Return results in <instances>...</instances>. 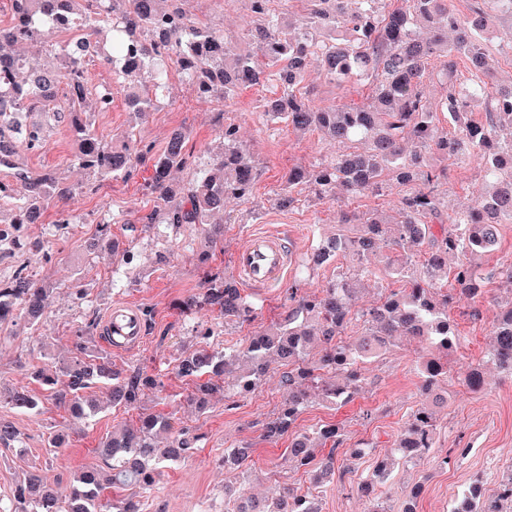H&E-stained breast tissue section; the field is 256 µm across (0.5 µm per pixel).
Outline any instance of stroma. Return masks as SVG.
<instances>
[{"label":"stroma","instance_id":"obj_1","mask_svg":"<svg viewBox=\"0 0 512 512\" xmlns=\"http://www.w3.org/2000/svg\"><path fill=\"white\" fill-rule=\"evenodd\" d=\"M180 3L189 18L211 21L223 29L232 45L248 48L249 32L256 24L249 0ZM86 71L92 86L112 88L111 111L93 116L99 137L112 142L130 133L157 154L172 130H184L193 164L175 173L174 178L185 182L221 151V132L225 124L233 123L250 147L257 177L247 200L229 201L210 223L176 227L145 224L141 218L151 207L144 194V183L152 173L150 166L138 168L126 180L79 168L70 161L73 133L63 123L51 129L39 149L22 152L30 170L53 173L61 186H77L81 192L65 206L69 223H59L60 212L49 208L43 223L23 225L17 247H0V280L22 269L54 287L48 314L38 326L32 328L22 321L0 323V385L40 395L31 372L71 356L76 330L89 322L94 325L89 348L107 349L105 316L112 305L126 304L138 314L141 340L126 350L113 351L112 363L124 376L143 369L154 375L161 387L140 407H109L79 423L51 400L45 401L37 414L0 407V418L11 421L20 433L18 443L0 445V512H9L15 485L31 468H49L63 495L76 473L106 468V460L98 453L101 442L114 428L135 423L142 413L166 414L174 428L197 435L198 442L191 456L161 467L153 489L136 498L139 512H224V451L243 441L254 445L251 476L242 484L245 494L273 496L286 483L308 487L306 474L288 472L282 466L289 437L275 442L262 437L263 422L281 400L276 381L244 396L215 395L209 410L199 414L186 402L190 382L175 371L185 352L203 346L220 350L228 342L246 343L250 336L277 321L288 309V280L272 288L249 289L255 308L250 321L227 322L205 307L186 315L180 313L177 304L186 295L200 291L207 272L233 275L234 254L252 232L279 229L295 263L310 253L318 234L335 231L338 209L391 213L398 205L397 189L345 197L335 204L319 201L303 185L295 190V206L279 210L275 201L288 170L309 169L330 160L336 148L318 134L303 135L286 124L263 120L261 105L276 92V83L241 90L226 101L199 99L173 66L160 107L138 119L127 106L123 88L115 84L111 70L98 55L87 56ZM302 89L321 107L336 103L363 107L372 95L365 82L336 86L315 63L309 65ZM482 179L483 168L475 158L463 165H449L448 176L438 190L445 205L453 208L475 199ZM106 221L112 224V237L118 241L120 253L89 248L99 224ZM500 233V251L477 261L486 276L483 295L461 300L453 310L466 342L448 355V380L442 386L448 401L438 411L432 457L415 466L396 467L377 487L391 512H402L411 500L416 503V512H448L454 496L473 481H481L485 493H493L501 472L512 465V378L490 370L482 391L472 392L465 384L471 363L488 349L490 325L498 310L495 300L501 295L494 273L500 263L512 260V224L502 225ZM206 250L212 259L204 269L196 257ZM209 326L216 329V336H198V328ZM432 354L427 344L398 341L383 360L363 366V388L351 403L339 409L313 403L299 417L295 431L342 425L344 442L336 451L340 459L347 448L358 444L373 443L379 450H387L420 402L416 366ZM55 434L64 436L65 450L51 459L46 454L47 440ZM372 465V457H364L355 462L352 472L337 474L333 483L321 488V512H368L367 503L351 486L370 476Z\"/></svg>","mask_w":512,"mask_h":512}]
</instances>
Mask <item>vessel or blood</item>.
<instances>
[{"label":"vessel or blood","instance_id":"1","mask_svg":"<svg viewBox=\"0 0 512 512\" xmlns=\"http://www.w3.org/2000/svg\"><path fill=\"white\" fill-rule=\"evenodd\" d=\"M234 265L247 283L271 285L281 281L288 265L282 235L273 230L250 234L236 251ZM105 327L107 333L127 342L136 340L139 335V320L132 309L125 306L113 307Z\"/></svg>","mask_w":512,"mask_h":512}]
</instances>
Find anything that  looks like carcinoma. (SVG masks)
Instances as JSON below:
<instances>
[{"instance_id":"1","label":"carcinoma","mask_w":512,"mask_h":512,"mask_svg":"<svg viewBox=\"0 0 512 512\" xmlns=\"http://www.w3.org/2000/svg\"><path fill=\"white\" fill-rule=\"evenodd\" d=\"M257 25L252 33L259 54H241L224 39V31L185 16L178 0H11V18L0 24V207L11 205L7 223L14 229L39 224L54 199L71 194L48 172L32 174L21 162V149L41 146L51 122L73 128L76 148L72 162L106 177H128L145 162L151 147L131 135L119 144L103 142L92 130L90 116L112 105L109 89L93 88L86 76L85 58L103 56L113 75L128 89L130 107L147 114L160 105L169 64L174 63L189 87L204 85L212 96L228 98L235 92L264 84L273 75L280 92L266 100L263 112L271 122H283L298 131H312L343 147L336 156L307 171L292 168L276 206L286 211L298 198L295 188L314 186L317 198L331 200L337 191L351 196L399 189L394 216L376 213L339 214L337 223L354 224L356 233L336 232L319 237L297 274H311L339 255L369 260L386 243L402 252L424 248L420 273H408L407 262H387L392 275L404 286L384 292L379 300L357 312L358 288L368 270L359 266L351 276H339L317 293H307L294 280L287 289L288 311L248 344H224L221 351L197 348L184 355L176 374L191 382L187 403L198 412L208 409L214 394L233 389L251 393L267 380L274 363L287 367L280 378L284 395L273 417L263 424L262 437L275 442L293 427L312 400L343 406L362 388L361 364L383 356L398 336L432 345L438 354L418 366L422 396L434 395L448 378V352L463 337L451 319L455 304L482 292L483 277L473 258L497 250L500 226L512 224V85L488 88L480 76L488 74L486 35L491 12L512 20V0H470V12L458 14L452 0H309V25L301 32L269 7V0H250ZM111 20L107 41L112 49L91 43L82 31H97L100 19ZM74 33L64 44L43 40L45 31ZM45 55L61 62L59 68H32L28 54ZM316 57L330 80L338 85L367 81L375 96L373 108L319 107L299 92L308 62ZM439 66L429 71V61ZM467 63L478 81L463 87L457 79L458 61ZM436 74L446 86L436 110L428 103L424 84ZM479 106L484 120L472 119ZM224 151L212 158L185 185L170 182V174L189 165L186 135L176 130L162 153L153 158V174L145 185L153 206L142 216L144 224H199L202 217L224 210L230 199H246L256 179L249 147L238 127L224 125ZM464 162L475 156L483 162L490 189L475 202L448 217L436 188L446 169L431 163ZM506 284L508 307L491 326L487 362L512 375V262L497 270ZM452 277V288L439 281ZM53 288L18 275L0 281V321L14 314L36 324L50 304ZM208 306L226 319L247 320L252 303L231 277L208 274L202 291L180 304L183 312ZM356 323L357 336L344 338ZM92 324L76 331L79 356L32 372L48 397L65 407L72 417L88 420L100 409L87 390L102 384L109 388L112 405L137 407L157 388V379L144 372L122 378L112 369V355L91 350L85 336ZM22 412L41 410L40 402L23 389H0V406ZM437 427V414L420 403L410 414L390 449L373 457L369 479L353 487L373 503L370 512H389L376 495L377 486L395 465L416 463L429 457ZM171 428L160 414H142L138 424L107 437L100 451L111 464L109 472L89 469L73 477L68 500L54 492L41 473H29L14 490V512H137L133 500L110 502L103 492L110 487L151 489L158 465L175 463L195 448L198 437L178 432L161 446L155 435ZM343 432L328 425L295 435L286 460L295 470L310 475L312 485L302 490L285 486L274 498L239 499L234 486L224 484V500H234L233 512H321L313 490L336 475V449ZM329 447L321 456L315 449ZM244 444L224 452V472L239 470L251 455ZM512 484V470L501 474L494 494L484 495L479 484L458 493L450 512H505L512 495L502 487Z\"/></svg>"}]
</instances>
